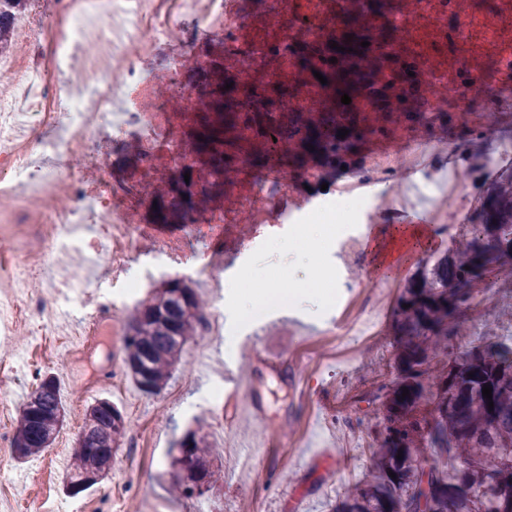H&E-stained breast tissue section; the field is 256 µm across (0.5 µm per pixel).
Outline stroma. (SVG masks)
Wrapping results in <instances>:
<instances>
[{
	"label": "stroma",
	"mask_w": 512,
	"mask_h": 512,
	"mask_svg": "<svg viewBox=\"0 0 512 512\" xmlns=\"http://www.w3.org/2000/svg\"><path fill=\"white\" fill-rule=\"evenodd\" d=\"M113 19L109 27L92 23L85 43L74 51L64 74L74 94L84 93L88 70H111L113 42L107 32L121 30L126 17L117 13ZM214 38L194 15H185L181 40L153 46L139 58L138 69L153 76L170 64L191 68L195 53ZM415 165L410 183L419 202L416 209L398 213L393 221L397 227L412 220L431 224L432 199L447 189L448 173L460 162L449 155L448 136L442 133ZM174 236L186 243L178 260L165 252L167 239ZM433 237L434 247H410L406 267L375 271L369 280L389 294L374 312L377 328L368 340L339 335L333 323L343 312V301L368 281L363 269L370 258L364 253L355 263L337 261L332 236L315 245L298 234L291 238L292 252L267 247L250 255L243 267L220 271L226 286L219 295L200 280L197 270L213 250L223 248L224 240L206 234L200 224L141 220L128 271L137 288L129 295L122 283L108 277L101 255L75 249L58 252L44 271L47 287L42 291L54 336L44 339L23 330L0 336V360L15 367L6 397L8 423H15L22 404L48 374L59 380L66 420L54 447L26 462L16 461L11 448L0 449V512H37L56 500L76 512H327L329 501L367 473L368 428L375 416L359 397L394 378L393 312L400 291L426 262L452 245V234L442 229H435ZM78 275L98 299L111 304L117 334L95 337L86 345L73 341L82 314L80 292L71 286ZM175 278L195 288L226 320L232 314L235 292L246 279L256 291L284 279L289 288L306 289L310 300L304 317L268 314L261 321L238 324L237 354L227 353L221 336L209 338L201 358L195 355L196 344H189L164 389L147 395L127 374L121 331L138 301L161 282ZM325 290L332 291L333 299L323 306L319 299ZM466 319L468 334L461 343L465 349L485 335L512 334V266L494 278L491 288L477 292ZM228 368L253 377L254 396L266 414L264 427L240 414L241 399L227 396L224 371ZM100 398L122 411L128 437L140 433L146 445L136 450L128 437L122 440L107 477L71 496L63 488L62 475L84 411ZM199 425L213 444L209 487L202 496L179 497L170 490L171 462L178 454V441Z\"/></svg>",
	"instance_id": "1"
}]
</instances>
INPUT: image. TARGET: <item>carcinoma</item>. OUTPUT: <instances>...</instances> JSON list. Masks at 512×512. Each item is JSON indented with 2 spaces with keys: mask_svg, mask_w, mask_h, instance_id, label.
Segmentation results:
<instances>
[{
  "mask_svg": "<svg viewBox=\"0 0 512 512\" xmlns=\"http://www.w3.org/2000/svg\"><path fill=\"white\" fill-rule=\"evenodd\" d=\"M27 10L28 0H0V56L10 48L16 22ZM363 41L355 21L347 18L336 38L342 50L321 44L292 48L299 72H320L334 92V107L316 118L277 115L274 108L289 94L281 85L259 92L226 90L221 82L193 74L198 112L183 132L192 158L175 159L166 177L144 184V193L157 203L149 209L151 222L192 224L224 195V169L235 159L224 128L242 120L274 139L300 144L302 152L279 158L292 170L310 163L328 173L355 166L364 141L362 120L341 97L346 93L384 104L390 90L356 63L365 54ZM333 57L337 62H330ZM343 128L349 133L340 138ZM511 261L512 168L482 181L469 225L457 233L448 252L426 263L402 289L394 311L397 378L359 398L376 414L369 476L350 484L330 512H512V336L483 339L456 351L463 336L461 315L475 298L476 284ZM204 321L203 301L179 279L165 282L135 305L125 364L143 393L155 395L164 388ZM487 385L492 409L482 394ZM65 415L57 378L47 375L19 410L15 459L24 462L51 447ZM125 432V418L111 401L98 399L87 407L63 478L67 492L77 495L105 477L111 452ZM178 452L172 461L177 467L172 490L180 497L203 494L211 455L208 433L201 426L187 431Z\"/></svg>",
  "mask_w": 512,
  "mask_h": 512,
  "instance_id": "1",
  "label": "carcinoma"
}]
</instances>
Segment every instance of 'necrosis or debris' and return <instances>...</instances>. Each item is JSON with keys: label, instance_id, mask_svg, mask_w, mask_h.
Instances as JSON below:
<instances>
[{"label": "necrosis or debris", "instance_id": "necrosis-or-debris-1", "mask_svg": "<svg viewBox=\"0 0 512 512\" xmlns=\"http://www.w3.org/2000/svg\"><path fill=\"white\" fill-rule=\"evenodd\" d=\"M355 2L255 0L249 10L228 13L222 0H53L47 18L42 0H31L29 40L0 59V78L20 89L18 97L0 99V194H13L16 180L22 178L33 185L29 195L16 196L14 214L0 215V238L16 244L11 256L0 259V334L25 329L47 335L33 260L75 246L74 229L83 223L87 208L96 211V241L104 248L111 275L125 277L137 235L134 213L147 207L148 198L137 179L113 177L107 159L91 156V144L105 126L121 130L133 122L148 130L140 151L152 169L168 167L173 156L184 153L176 132L196 109L195 91L179 68H172L165 103L157 105L149 80L136 67L152 45L180 36L184 14H195L224 36V64L207 69L209 80L247 86L256 74H263L268 84L290 86L286 112L312 117L323 90L298 74L290 49L332 38L346 14L354 12ZM117 11L126 15L128 28L124 43L113 53L111 74L90 72L86 95L72 96L61 76L84 36L86 16L108 17ZM355 14L360 31L372 37V52L364 63L387 56L405 72L396 81L391 71H380V78L393 84L387 106L368 101L359 105L362 124L370 133L363 180L390 184L388 195L381 200L357 196L340 180L324 187L310 171L256 169L251 164L256 153L282 154L294 144L272 141L250 125L237 124L226 134L236 156L224 171V197L211 203L202 217L212 234L223 236L224 249L209 255L201 278H212L233 260L247 258L292 225L330 229L392 217L400 192L391 181L406 159L390 145L398 140L421 144L427 129L410 121L409 113L444 112L451 122L463 119L480 128L487 116L512 115V0H491L483 10L475 0H396L388 14ZM478 94L483 97L479 103L474 100ZM120 101L125 109L118 121L114 112ZM60 127L66 130L64 137L54 138ZM40 151L94 166L96 195L88 194L81 171L61 175L51 168L36 170L33 158ZM510 165L512 153L505 151L477 155L474 164L458 169L448 192L435 200L434 223L468 217L474 200L464 195L465 186ZM51 196L68 199V206L48 207Z\"/></svg>", "mask_w": 512, "mask_h": 512}]
</instances>
